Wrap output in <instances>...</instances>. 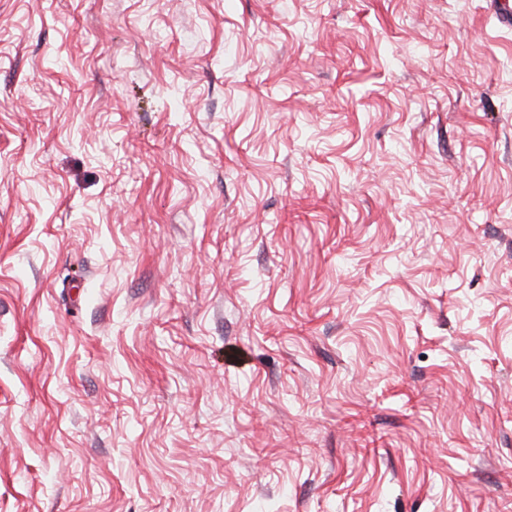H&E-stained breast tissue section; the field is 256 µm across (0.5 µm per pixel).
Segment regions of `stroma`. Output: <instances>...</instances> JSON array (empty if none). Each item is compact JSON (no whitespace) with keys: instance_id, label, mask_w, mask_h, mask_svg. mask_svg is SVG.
Returning a JSON list of instances; mask_svg holds the SVG:
<instances>
[{"instance_id":"stroma-1","label":"stroma","mask_w":512,"mask_h":512,"mask_svg":"<svg viewBox=\"0 0 512 512\" xmlns=\"http://www.w3.org/2000/svg\"><path fill=\"white\" fill-rule=\"evenodd\" d=\"M491 0H0V512H512Z\"/></svg>"}]
</instances>
